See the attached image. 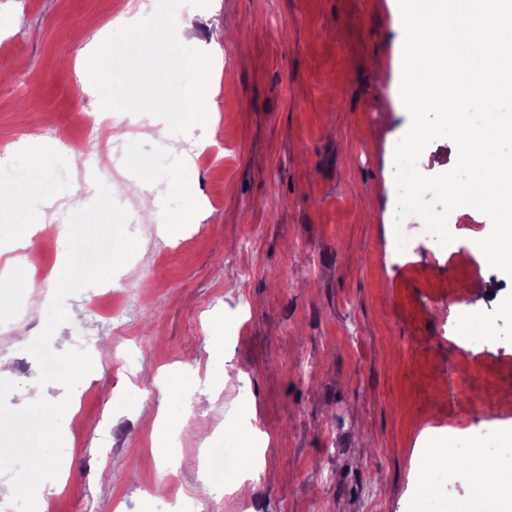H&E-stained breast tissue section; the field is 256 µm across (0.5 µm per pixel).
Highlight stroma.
I'll use <instances>...</instances> for the list:
<instances>
[{
    "instance_id": "1",
    "label": "stroma",
    "mask_w": 512,
    "mask_h": 512,
    "mask_svg": "<svg viewBox=\"0 0 512 512\" xmlns=\"http://www.w3.org/2000/svg\"><path fill=\"white\" fill-rule=\"evenodd\" d=\"M126 2L0 0L13 37L0 53V247L35 211L65 224L96 201L66 149L98 150L75 115L101 111L85 67ZM16 14L25 23L9 29ZM176 17L191 21L179 40L212 58L208 103L224 121L181 135L174 156L153 129L131 139L124 117L109 120L99 169L151 155L160 207L142 223L138 177L121 178L112 196L143 248L66 300L81 315L51 348L87 350L92 369L73 391L44 386L69 403L45 512H160L172 496L199 512H472L476 489L446 461L427 475L421 462L492 427V457L512 466V294L488 295L505 274L477 245L492 229L483 212L452 210L441 251L394 224L409 125L397 0H210ZM218 136L221 166L186 164ZM30 151L48 154L43 173L27 170ZM30 304L0 281L14 409L40 376L27 347L47 318ZM473 324L489 342L457 345ZM162 408L181 430L170 448L153 443ZM255 429L268 445L242 496L239 474L213 481L206 450Z\"/></svg>"
}]
</instances>
